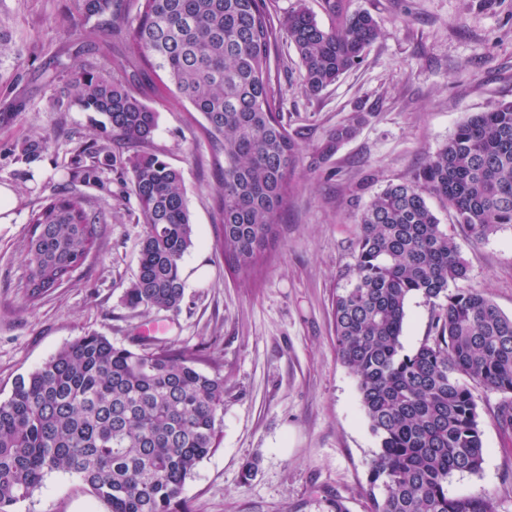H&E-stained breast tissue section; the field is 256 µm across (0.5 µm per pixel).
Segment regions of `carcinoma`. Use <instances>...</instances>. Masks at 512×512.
Returning a JSON list of instances; mask_svg holds the SVG:
<instances>
[{
    "label": "carcinoma",
    "instance_id": "carcinoma-1",
    "mask_svg": "<svg viewBox=\"0 0 512 512\" xmlns=\"http://www.w3.org/2000/svg\"><path fill=\"white\" fill-rule=\"evenodd\" d=\"M83 21L112 16L113 0H73ZM122 21L123 71L162 73L199 112L224 156L216 189L221 248L240 272L254 269L276 236L298 145L276 106L271 56L288 40L317 96L361 64L379 36L373 17L324 0L336 25L324 29L298 0L274 20L268 0H139ZM67 105L97 112L112 141L147 143L158 113L110 68L57 64ZM363 117L332 130L325 152L355 136ZM53 147L35 135L12 145L30 165ZM63 190L32 209L23 288L30 303L72 280L105 223L71 187L99 178L110 147L70 149ZM137 223L145 226L131 309L179 308L181 264L192 227L181 170L158 156L129 158ZM440 198L457 224L481 242L512 225V101L472 114L412 182L377 194L358 216L355 264L336 291V349L357 379L359 400L379 450L371 460L368 512H495L486 496L448 497V477L481 470L480 413L468 382L512 395V317L467 279L455 237L441 228L424 194ZM432 305L431 323L411 353L400 341L409 298ZM224 377L206 374L185 350L144 343L120 348L87 334L19 377L0 400V512H12L45 476H79L108 512H186L185 483L216 448Z\"/></svg>",
    "mask_w": 512,
    "mask_h": 512
}]
</instances>
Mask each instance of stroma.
Returning a JSON list of instances; mask_svg holds the SVG:
<instances>
[{
    "instance_id": "35a3bbf8",
    "label": "stroma",
    "mask_w": 512,
    "mask_h": 512,
    "mask_svg": "<svg viewBox=\"0 0 512 512\" xmlns=\"http://www.w3.org/2000/svg\"><path fill=\"white\" fill-rule=\"evenodd\" d=\"M369 12L380 37L362 64L317 97L302 90L293 47L280 42L275 92L299 144L278 236L256 271L237 275L220 247L223 229L215 195L224 163L207 139L203 118L154 76L131 90L158 114L146 144L181 170L194 244L183 268L207 266L208 276L185 279L175 310H131L123 292L138 269L143 225L130 190L128 160L137 149L113 145L98 181L79 191L106 218L95 250L70 283L29 304L22 283L31 226L28 216L65 183L69 144L105 142L101 117L77 107L59 110L57 87L43 73L57 62L119 63L121 39L110 27L72 25V0H0L15 52L0 63L14 80L0 96L24 108L0 125V186L12 194L0 223V398L18 377L88 333L135 348L144 330L152 340L194 353L196 366L224 377L218 447L187 480L188 512H330L338 498L348 512H366L367 474L377 450L361 409L357 380L340 361L332 300L355 262L357 217L388 185L412 180L468 115L512 100V0H345ZM363 114L356 135L331 156L329 133ZM41 133L54 146L39 161H14L9 147ZM426 201L443 229L455 235L468 265L463 285L477 288L512 317V225L481 242L467 238L447 205ZM480 413L482 469L448 481L452 497H490L496 512H512V433L495 418L503 394L474 388ZM256 462L244 477L247 462ZM13 512H107L75 475L52 472Z\"/></svg>"
}]
</instances>
